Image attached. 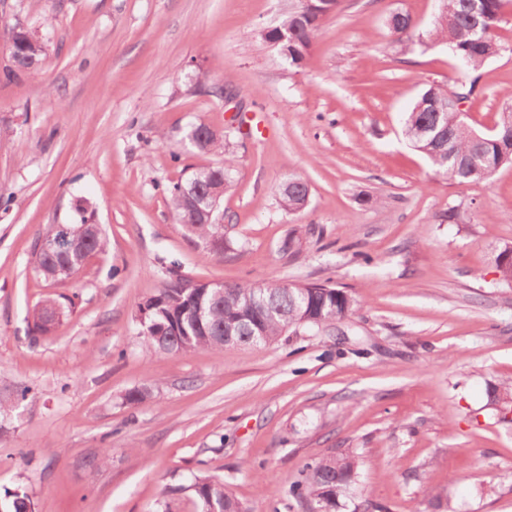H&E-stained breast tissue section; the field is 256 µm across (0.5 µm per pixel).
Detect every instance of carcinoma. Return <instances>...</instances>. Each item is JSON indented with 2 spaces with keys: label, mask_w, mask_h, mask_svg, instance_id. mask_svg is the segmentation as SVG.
<instances>
[{
  "label": "carcinoma",
  "mask_w": 512,
  "mask_h": 512,
  "mask_svg": "<svg viewBox=\"0 0 512 512\" xmlns=\"http://www.w3.org/2000/svg\"><path fill=\"white\" fill-rule=\"evenodd\" d=\"M441 14L424 32L407 14H395L389 27L397 39L423 44L427 41L448 46V52L464 62L470 79L456 88L461 99L473 95L479 81V70L502 51L497 30L503 15L512 8V0H440ZM338 0L316 3L311 8L306 0H297L279 25L261 32L267 41H281L288 48V58L303 59L317 29L316 10L329 12ZM10 56L27 66L35 67L46 52V43L35 28L8 35ZM404 135L429 161L435 174L459 182L484 180L491 176L473 163L476 157L492 162L493 169L512 165V107L502 110L493 132L480 134L463 116L448 107V90L431 86L423 91L403 125ZM203 137L199 151H223L226 140L207 126L195 127ZM230 161L200 168L185 181L170 189L178 223L191 236L205 242L224 240V225L217 215L202 220L193 208L188 192L195 190L200 198H221L230 184ZM309 187L295 176L288 180V189L280 191V206L292 213L308 203ZM79 239L77 250L63 254L59 239ZM103 234L94 235L83 224H55L39 240L35 257L39 272L47 279H66L77 272L85 258L104 249ZM501 279L512 283V245L504 246L495 257ZM185 278L177 270L158 294L139 306L138 322L147 347L159 355L190 354L199 349H222L226 346H265L277 341L283 329L323 327L344 319L357 306L347 292L325 285L293 286L275 284L256 287L249 283L214 288L208 284L184 287ZM63 314L53 299H46L32 311L36 330L48 333L44 318L52 311ZM359 466L351 452H340L305 465L301 477L293 481L288 494L310 505L312 512H336L339 501L349 497ZM201 505V512H244L239 501L224 488V482L211 477L196 476L187 486ZM29 499L17 488L0 498V512H20Z\"/></svg>",
  "instance_id": "obj_1"
}]
</instances>
